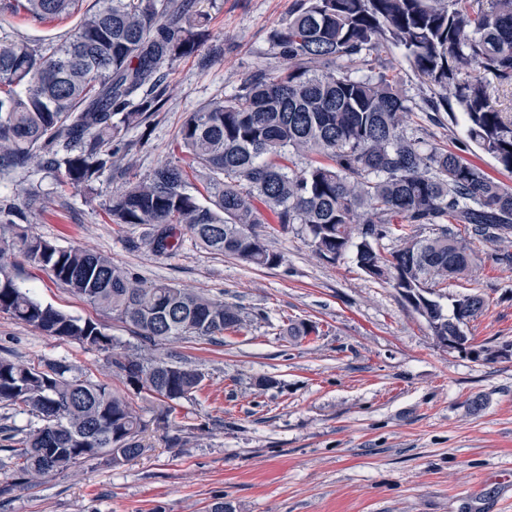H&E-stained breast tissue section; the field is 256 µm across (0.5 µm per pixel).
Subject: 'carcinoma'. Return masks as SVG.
<instances>
[{
    "mask_svg": "<svg viewBox=\"0 0 512 512\" xmlns=\"http://www.w3.org/2000/svg\"><path fill=\"white\" fill-rule=\"evenodd\" d=\"M205 2L96 0L81 13L79 0H0V13L37 21L79 14L73 34L49 54L25 40H0V175L34 164L55 174L62 190H94L115 168L112 145L132 129L148 135L167 91L163 69L204 44ZM271 38L285 65L258 70L232 97L190 113L176 138L177 162L114 191L105 207L112 223L149 227L145 244L156 256L176 253L189 236L217 255L271 268L284 256L257 231L268 212L281 230L299 228L319 258L334 263L351 254L368 277L395 289L467 276L469 237L512 239V188L408 128L415 110L434 124L440 113L459 111L469 139L512 173V112L491 102V91L512 88V0H297ZM397 50L428 90L419 104L389 72L387 56ZM38 200L29 191L23 209L0 205V313L114 354L113 375L170 414L199 390L202 372L172 355L118 351L103 323L23 290L12 258L49 271L153 345L213 341L248 316L205 294L148 282L102 253L28 232L27 211ZM393 224L404 232L384 254L380 241ZM440 298L427 308L433 336L484 307L477 293L466 294L465 305L453 299L450 312ZM316 329L301 321L286 335L301 341ZM0 404L40 421L24 430L13 486L103 455L116 465L140 455L146 424L129 397L61 362L0 357Z\"/></svg>",
    "mask_w": 512,
    "mask_h": 512,
    "instance_id": "obj_1",
    "label": "carcinoma"
}]
</instances>
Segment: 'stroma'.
<instances>
[{
    "label": "stroma",
    "instance_id": "obj_1",
    "mask_svg": "<svg viewBox=\"0 0 512 512\" xmlns=\"http://www.w3.org/2000/svg\"><path fill=\"white\" fill-rule=\"evenodd\" d=\"M295 3L215 0L207 41L169 66L166 102L149 137L129 133L118 167L141 179L175 161L174 141L188 113L233 95L258 69L283 65L270 36ZM76 23L8 14L0 17V38L26 39L49 52ZM217 46L221 54L203 62ZM410 125L512 187V173L478 150L463 124L436 127L415 112ZM119 186L104 178L94 192L62 193L53 175L33 166L0 176V200L19 204L25 189L38 188L31 232L108 254L146 279L209 294L254 319L217 342L154 347L106 320L126 348L169 353L197 368L202 386L165 421L153 398L134 396L147 424L139 456L118 465L90 460L0 494V512H207L222 499L235 512H512V360L487 362L440 347L394 288L366 276L352 258L318 259L296 230L268 232L285 258L276 268L216 255L190 240L177 254L156 257L144 243L146 227L111 223L105 213ZM470 247V275L440 289L483 296V311L467 325L476 348L512 343V266L499 263L502 246L475 239ZM17 283L72 316H99L46 271L21 264ZM300 321L315 322L318 335L289 340L285 328ZM0 356L62 360L73 374L113 380L111 353L45 335L3 313ZM260 377L276 379V387H256ZM175 434L182 437L176 444Z\"/></svg>",
    "mask_w": 512,
    "mask_h": 512
}]
</instances>
